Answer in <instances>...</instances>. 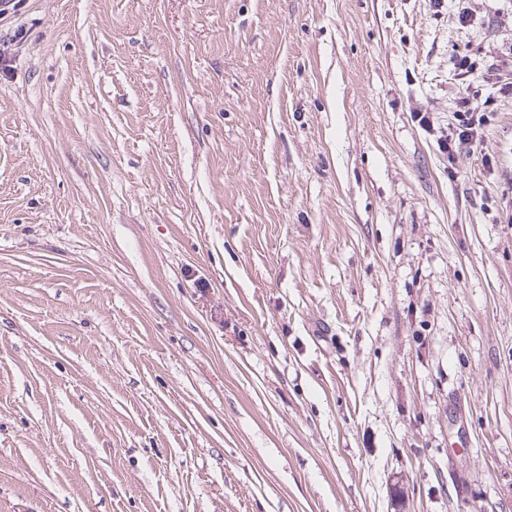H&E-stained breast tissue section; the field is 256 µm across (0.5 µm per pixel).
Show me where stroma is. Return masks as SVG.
Returning a JSON list of instances; mask_svg holds the SVG:
<instances>
[{"label":"stroma","mask_w":512,"mask_h":512,"mask_svg":"<svg viewBox=\"0 0 512 512\" xmlns=\"http://www.w3.org/2000/svg\"><path fill=\"white\" fill-rule=\"evenodd\" d=\"M457 54L512 0H0V512H512Z\"/></svg>","instance_id":"35a3bbf8"}]
</instances>
